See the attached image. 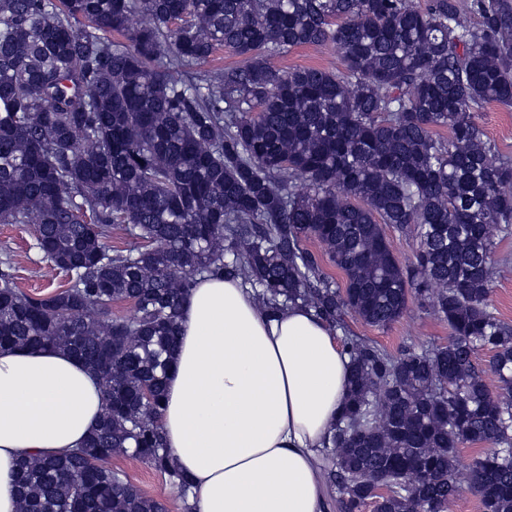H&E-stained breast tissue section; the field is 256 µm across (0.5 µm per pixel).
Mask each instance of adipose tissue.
I'll return each instance as SVG.
<instances>
[{
	"label": "adipose tissue",
	"mask_w": 512,
	"mask_h": 512,
	"mask_svg": "<svg viewBox=\"0 0 512 512\" xmlns=\"http://www.w3.org/2000/svg\"><path fill=\"white\" fill-rule=\"evenodd\" d=\"M348 386V356L313 310L273 314L240 277L197 278L161 417L191 512H325L318 457ZM102 413L99 381L73 355L0 350V512H18L21 457L76 448Z\"/></svg>",
	"instance_id": "1"
}]
</instances>
